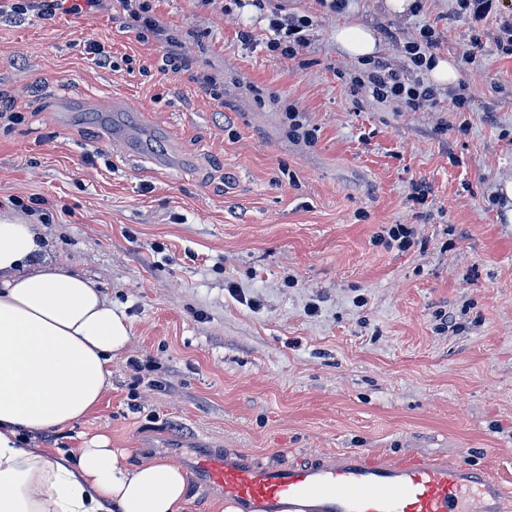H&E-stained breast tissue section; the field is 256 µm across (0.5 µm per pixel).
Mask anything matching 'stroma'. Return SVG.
<instances>
[{
	"mask_svg": "<svg viewBox=\"0 0 512 512\" xmlns=\"http://www.w3.org/2000/svg\"><path fill=\"white\" fill-rule=\"evenodd\" d=\"M284 3L315 18L293 59L263 49L254 7L158 0L199 67L223 73L220 105L160 72V46L111 12L0 20V98L24 117L0 122V211L44 198L30 221L45 258L92 279L133 326L101 405L45 443L104 435L135 463H179L185 448L277 465L415 452L498 478L512 512V201L498 196L512 179V58L497 50L512 0L476 30L455 0L402 14L386 0ZM340 23L374 30L378 59L403 72L404 42L431 24L469 111L351 93L360 63L338 50ZM245 28L256 46L238 40ZM291 105L313 144L289 137ZM116 123L136 155L113 150ZM393 224L412 227L409 250L378 241ZM134 360L152 364L150 384L133 386Z\"/></svg>",
	"mask_w": 512,
	"mask_h": 512,
	"instance_id": "obj_1",
	"label": "stroma"
}]
</instances>
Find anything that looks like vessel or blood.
<instances>
[{
    "label": "vessel or blood",
    "instance_id": "vessel-or-blood-1",
    "mask_svg": "<svg viewBox=\"0 0 512 512\" xmlns=\"http://www.w3.org/2000/svg\"><path fill=\"white\" fill-rule=\"evenodd\" d=\"M185 461L194 482L219 491L238 512H503L498 479L418 453L392 462L342 450L285 466L214 450Z\"/></svg>",
    "mask_w": 512,
    "mask_h": 512
}]
</instances>
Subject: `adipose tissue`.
<instances>
[{"instance_id":"obj_1","label":"adipose tissue","mask_w":512,"mask_h":512,"mask_svg":"<svg viewBox=\"0 0 512 512\" xmlns=\"http://www.w3.org/2000/svg\"><path fill=\"white\" fill-rule=\"evenodd\" d=\"M334 38L359 61L378 52L362 26H337ZM43 250L35 225L0 217V512H185L188 484L175 462L133 463L104 436L75 448L25 444L98 408L131 336L91 280L36 263Z\"/></svg>"}]
</instances>
